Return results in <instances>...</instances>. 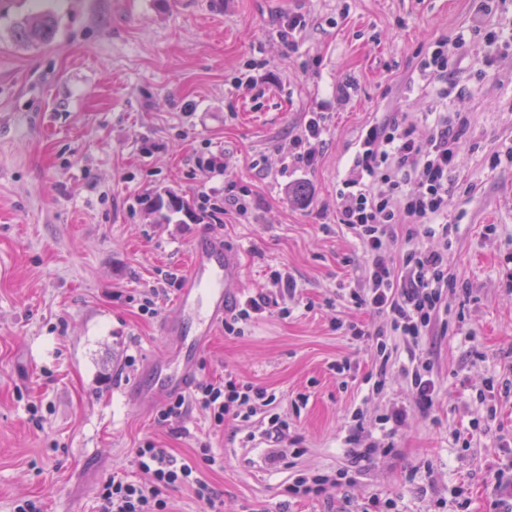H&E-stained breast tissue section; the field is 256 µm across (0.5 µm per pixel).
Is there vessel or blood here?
Returning <instances> with one entry per match:
<instances>
[{
    "label": "vessel or blood",
    "mask_w": 512,
    "mask_h": 512,
    "mask_svg": "<svg viewBox=\"0 0 512 512\" xmlns=\"http://www.w3.org/2000/svg\"><path fill=\"white\" fill-rule=\"evenodd\" d=\"M242 285L239 256L221 238L203 235L190 248L173 317L161 326L172 347L152 367L149 380L135 388L137 403L187 391L197 371L195 357L206 346L216 324L237 302Z\"/></svg>",
    "instance_id": "obj_1"
}]
</instances>
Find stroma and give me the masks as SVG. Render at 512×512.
Wrapping results in <instances>:
<instances>
[{
  "label": "stroma",
  "instance_id": "1",
  "mask_svg": "<svg viewBox=\"0 0 512 512\" xmlns=\"http://www.w3.org/2000/svg\"><path fill=\"white\" fill-rule=\"evenodd\" d=\"M55 40L10 36L19 0H0V512L33 499L43 512H97L101 485L133 479L134 449L152 443L193 463L214 503L186 487L162 492L172 512H496L493 483L512 463V46L482 35L454 58L448 110L469 119L448 196L458 225L448 271L450 328L428 337L437 397L413 407L398 367L380 371L370 325L347 291L365 262L336 217V189L361 130L385 112L419 122L433 89L415 80L435 41L469 28L475 0H51ZM306 24L280 35L288 15ZM349 82L348 98L336 88ZM325 123L313 166L288 156L307 113ZM305 184V201L290 188ZM250 195V220L224 209ZM172 193L194 206L185 223L145 210ZM221 236L241 254L243 293L289 275L297 303L244 335L216 329L199 375L274 394L283 444L252 425L192 407L169 425L158 403H131L134 380L165 347L172 313L165 276L180 278L194 240ZM159 289L157 312L140 311ZM350 363L349 373L333 371ZM382 374L369 396L364 379ZM493 396L479 403L478 391ZM408 406L405 426L375 418ZM482 427L470 447L456 430ZM363 426L377 451L356 459L346 436ZM209 441L217 464L197 457ZM293 449L289 462L279 447ZM341 475L336 489L294 497L300 477Z\"/></svg>",
  "mask_w": 512,
  "mask_h": 512
}]
</instances>
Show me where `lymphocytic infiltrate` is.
Wrapping results in <instances>:
<instances>
[{
    "label": "lymphocytic infiltrate",
    "instance_id": "lymphocytic-infiltrate-1",
    "mask_svg": "<svg viewBox=\"0 0 512 512\" xmlns=\"http://www.w3.org/2000/svg\"><path fill=\"white\" fill-rule=\"evenodd\" d=\"M465 44L461 33L438 40L419 65L420 76L435 85L440 102L448 98V56ZM425 120L423 134L404 112L387 113L366 126L336 191L337 220L358 241L367 269L363 284L350 289L349 298L378 319L373 328L355 334L372 338L384 366L393 353L391 337L412 349L404 373L413 404L423 410L432 407L437 385L433 362L420 348L426 337L447 331L446 300L457 285L448 273V248L458 232L448 221V191L469 125L467 117H451L439 108ZM433 238L440 248L428 247ZM272 402L250 383L205 379L190 396L171 398L156 420L169 423L194 404L208 410L215 424H223L229 414L247 422ZM133 463L144 480L113 476L100 489L99 512H169L161 490L171 486L190 488L201 501L212 500L196 467L177 462L168 449L152 444L136 449Z\"/></svg>",
    "mask_w": 512,
    "mask_h": 512
}]
</instances>
